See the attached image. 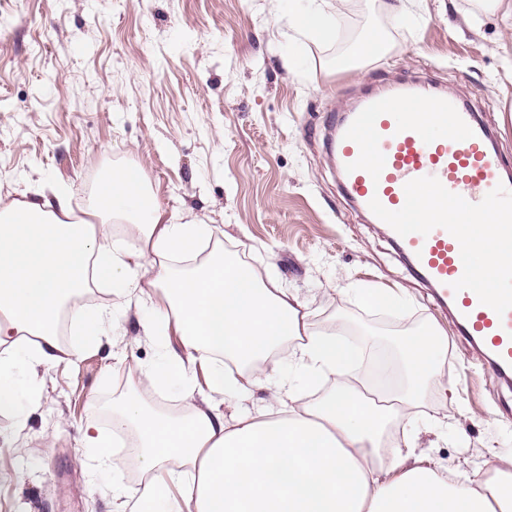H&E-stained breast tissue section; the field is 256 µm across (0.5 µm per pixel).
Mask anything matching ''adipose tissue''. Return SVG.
I'll return each mask as SVG.
<instances>
[{
  "instance_id": "adipose-tissue-1",
  "label": "adipose tissue",
  "mask_w": 512,
  "mask_h": 512,
  "mask_svg": "<svg viewBox=\"0 0 512 512\" xmlns=\"http://www.w3.org/2000/svg\"><path fill=\"white\" fill-rule=\"evenodd\" d=\"M288 12L302 37L333 39L331 0H288ZM91 213L99 228L76 215L60 188L0 201V410L14 407L16 360L31 369L63 361L56 325L75 294L105 283L141 303L160 289L143 333L163 347L179 336L182 350L167 351L151 376L181 382L184 410L163 413L134 393L113 404L112 430L133 434L144 473L134 495L113 494L114 512H512V466L486 460L463 478L436 469L415 436L382 445L388 424L409 420L414 401L441 385L448 339L440 332L403 339L409 386L398 403L376 404L359 393L357 352L341 326L313 330L294 292L260 287L249 266L220 252L186 273L170 268V257L195 252L213 229L165 219L138 168L103 179ZM118 221L138 235L136 264L112 233ZM284 359L309 381L333 378L335 390L301 401L288 379L270 380ZM266 386L274 408L221 412L225 399Z\"/></svg>"
}]
</instances>
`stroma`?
<instances>
[{
	"label": "stroma",
	"mask_w": 512,
	"mask_h": 512,
	"mask_svg": "<svg viewBox=\"0 0 512 512\" xmlns=\"http://www.w3.org/2000/svg\"><path fill=\"white\" fill-rule=\"evenodd\" d=\"M336 37L296 40L285 0H0V200L47 185L74 209L104 172L138 166L171 223L212 225L209 249L249 264L260 283L298 294L315 326L343 319L348 341L398 360L397 341L423 327L448 338L445 392L426 394L412 428L437 467L472 472L512 458V386L494 382L457 337L434 294L379 225L343 195L328 120L365 91L429 79L495 132L512 170V26L496 14L464 27L471 0H333ZM384 35L387 55L351 67L354 45ZM398 293L362 305L356 286ZM108 306L98 346L30 380L15 366L25 427L0 413V512H112L139 461L101 471L86 428L112 434L113 400L135 391L180 410L179 382L160 366L141 323L150 306L107 288L75 301ZM448 431H441V424Z\"/></svg>",
	"instance_id": "35a3bbf8"
}]
</instances>
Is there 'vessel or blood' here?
<instances>
[{
  "label": "vessel or blood",
  "mask_w": 512,
  "mask_h": 512,
  "mask_svg": "<svg viewBox=\"0 0 512 512\" xmlns=\"http://www.w3.org/2000/svg\"><path fill=\"white\" fill-rule=\"evenodd\" d=\"M424 111H417V104ZM488 128L445 93L409 82L361 98L338 115L333 150L343 190L384 225L447 307L456 333L512 381V176ZM428 220L418 214L427 208ZM492 216L503 260L487 266L475 229Z\"/></svg>",
  "instance_id": "b4317fda"
}]
</instances>
